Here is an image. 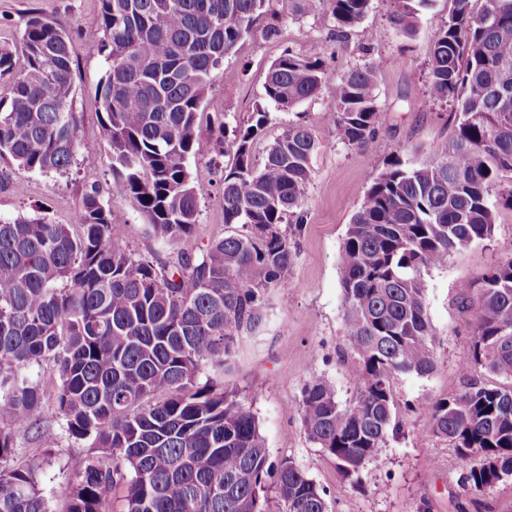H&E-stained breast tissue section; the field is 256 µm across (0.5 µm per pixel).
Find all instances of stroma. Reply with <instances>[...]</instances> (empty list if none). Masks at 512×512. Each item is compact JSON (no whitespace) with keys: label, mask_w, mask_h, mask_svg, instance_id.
<instances>
[{"label":"stroma","mask_w":512,"mask_h":512,"mask_svg":"<svg viewBox=\"0 0 512 512\" xmlns=\"http://www.w3.org/2000/svg\"><path fill=\"white\" fill-rule=\"evenodd\" d=\"M448 0H431L419 14L412 36L391 21L392 0H374L363 21L347 37L335 38L326 7L304 17L281 14L280 38L254 32L227 56L205 96L201 122L225 124L223 154H216L208 134H201L189 167L199 193V218L192 235L179 244L155 236L134 199L112 180L108 148L100 124L95 88L105 72L98 42L83 32L100 25L99 0H0V46L18 45L24 23L34 14L59 20L75 31V108L82 114L80 145L64 174L31 172L0 158V219L42 217L69 223L90 186H97L117 220V238L136 255L165 264L178 252L201 255L216 240L241 232L224 221L220 179L234 156L232 130L251 124L263 104L271 63L284 50L308 54L322 48L326 82L322 92L293 109L270 108L268 122L254 142L253 159L262 162L288 125H310L320 143L312 158L311 178L302 209L305 222L292 235L293 258L280 283L265 288L264 321L242 333L222 379L227 391L256 415L271 461L287 458L324 488L329 512H512V476L481 493L459 484L468 462L433 435L423 406L458 394V363L472 341L475 312L462 309L461 287L475 283L495 263L512 258V209L499 207L492 235L448 257L446 265L425 271L426 308L436 331V367L421 376L394 373L393 414L400 425L382 450L383 462L367 466L360 480L344 478L335 460L310 442L301 426L299 404L306 384L329 379L340 405L351 404L359 388L348 375L351 361L344 336L339 253L364 191L399 160L412 166L448 139L456 105L423 106L431 48L448 19ZM377 65L375 95L381 108L379 130L364 147L344 143L333 117V88L351 69ZM89 443L68 435L63 422L47 419L40 428L20 431L12 465H24L40 450L52 451L51 466L40 483L54 512L67 504L68 458Z\"/></svg>","instance_id":"stroma-1"}]
</instances>
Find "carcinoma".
<instances>
[{
  "instance_id": "1",
  "label": "carcinoma",
  "mask_w": 512,
  "mask_h": 512,
  "mask_svg": "<svg viewBox=\"0 0 512 512\" xmlns=\"http://www.w3.org/2000/svg\"><path fill=\"white\" fill-rule=\"evenodd\" d=\"M303 17L321 0H99L96 39L106 70L96 86L116 188L138 203L156 236L189 237L198 192L189 170L212 74L272 4ZM483 2L480 9L474 3ZM344 37L372 0H328ZM393 24L415 32L428 0H396ZM448 21L429 60L425 104L457 101L456 125L414 167L389 164L366 189L339 254L350 379L341 406L330 382L304 387L307 438L346 478L382 462L399 425L390 376L435 368V330L423 272L448 254L490 238L499 206L512 208V0H449ZM23 69L0 47V157L23 168L65 173L79 146L73 102V44L55 19L30 16ZM377 67L351 70L333 89L341 139L363 146L379 126ZM321 52L285 50L269 67L264 99L282 110L318 96ZM234 131V161L220 182L224 223L241 234L214 241L200 257L181 253L157 266L118 244L115 221L96 185L71 224L0 220V512H54L39 484L45 450L24 467L9 460L16 433L47 417L89 449L67 463L66 512H262L275 473L279 512H328L324 489L289 459L270 460L257 420L205 369L222 370L241 333L263 321L260 292L278 283L293 252L281 225L298 209L319 148L313 130L290 125L257 167L251 148L268 121ZM473 342L460 360L462 390L422 408L432 433L459 458L479 459L462 477L482 492L512 475V386L468 377L476 366L512 376V259L476 285ZM51 366L52 388L24 372Z\"/></svg>"
}]
</instances>
